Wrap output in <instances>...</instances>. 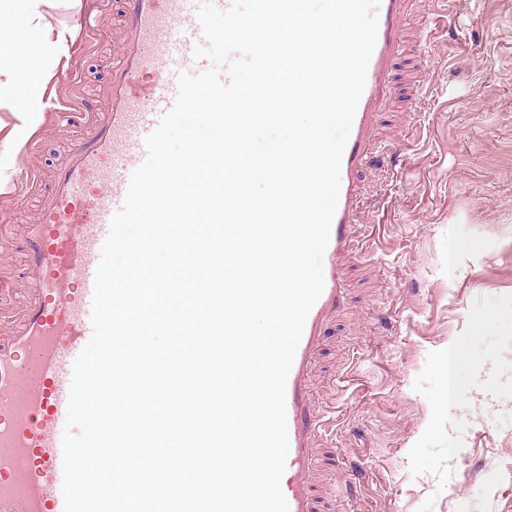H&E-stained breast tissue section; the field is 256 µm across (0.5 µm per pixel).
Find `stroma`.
<instances>
[{"instance_id": "35a3bbf8", "label": "stroma", "mask_w": 512, "mask_h": 512, "mask_svg": "<svg viewBox=\"0 0 512 512\" xmlns=\"http://www.w3.org/2000/svg\"><path fill=\"white\" fill-rule=\"evenodd\" d=\"M451 13L452 26L442 16ZM393 96L369 148L393 169L358 175L344 300L310 376L316 512H512V0H411ZM111 27L79 61L43 50L54 93L98 94ZM0 191V222L36 220L11 197L42 184L82 134L43 117Z\"/></svg>"}]
</instances>
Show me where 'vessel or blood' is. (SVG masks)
I'll list each match as a JSON object with an SVG mask.
<instances>
[{
	"mask_svg": "<svg viewBox=\"0 0 512 512\" xmlns=\"http://www.w3.org/2000/svg\"><path fill=\"white\" fill-rule=\"evenodd\" d=\"M407 0H379L378 33L364 90L340 168V193L323 263L329 273L311 308L286 381L289 450L281 488L289 512H311L308 445L310 366L326 312L343 295L340 255L355 243L356 175L375 118L391 93V65L400 51ZM122 33L102 98L58 112L85 125L67 159L40 196V217L25 225L21 255L28 297L15 306L0 289V512H64L62 436L73 365L93 334L92 299L101 248L122 209L132 172L147 157L146 137L173 107L182 68L203 72L196 59L202 29L187 0H117ZM181 30L179 40L171 33ZM161 73L154 85L142 75Z\"/></svg>",
	"mask_w": 512,
	"mask_h": 512,
	"instance_id": "b4317fda",
	"label": "vessel or blood"
}]
</instances>
